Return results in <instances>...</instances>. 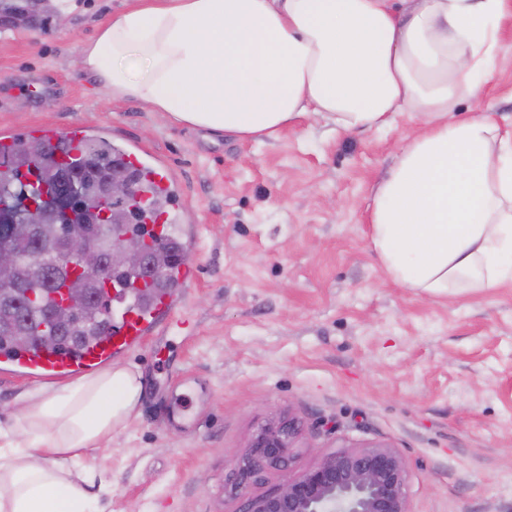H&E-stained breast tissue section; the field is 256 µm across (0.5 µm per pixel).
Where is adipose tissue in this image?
Returning <instances> with one entry per match:
<instances>
[{
  "instance_id": "adipose-tissue-1",
  "label": "adipose tissue",
  "mask_w": 512,
  "mask_h": 512,
  "mask_svg": "<svg viewBox=\"0 0 512 512\" xmlns=\"http://www.w3.org/2000/svg\"><path fill=\"white\" fill-rule=\"evenodd\" d=\"M512 0H136L82 65L113 98L242 141L313 116L340 132L413 113L368 209L386 276L419 295L512 283V131L456 118L497 66ZM138 373L114 366L23 399L0 436V512H103L112 484L85 466L133 414Z\"/></svg>"
}]
</instances>
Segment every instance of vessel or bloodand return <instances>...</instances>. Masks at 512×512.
<instances>
[{
  "mask_svg": "<svg viewBox=\"0 0 512 512\" xmlns=\"http://www.w3.org/2000/svg\"><path fill=\"white\" fill-rule=\"evenodd\" d=\"M137 145L120 147L121 157L143 170L148 180L165 191H172L168 164H157L139 157ZM196 273L191 265L172 271V285L161 291H145L142 283L129 281L112 289L116 301L112 309V333L73 350L41 345L23 351H0V365L18 368L37 379H65L95 371L125 353L140 347L143 341L162 327L173 324L183 304L182 288L194 284Z\"/></svg>",
  "mask_w": 512,
  "mask_h": 512,
  "instance_id": "vessel-or-blood-1",
  "label": "vessel or blood"
}]
</instances>
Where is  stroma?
Here are the masks:
<instances>
[{"label":"stroma","mask_w":512,"mask_h":512,"mask_svg":"<svg viewBox=\"0 0 512 512\" xmlns=\"http://www.w3.org/2000/svg\"><path fill=\"white\" fill-rule=\"evenodd\" d=\"M134 0H17L0 22V130L80 124L164 158L197 238L189 323L159 331L120 365L143 397L88 463L112 482L109 512H236L226 485L252 433L275 415L303 424L297 470L374 443L409 468L410 512H512V287L425 298L389 280L366 210L414 128L339 134L314 117L241 142L173 126L111 98L83 46ZM483 110L512 127V17ZM0 371V430L21 401L61 388Z\"/></svg>","instance_id":"35a3bbf8"}]
</instances>
